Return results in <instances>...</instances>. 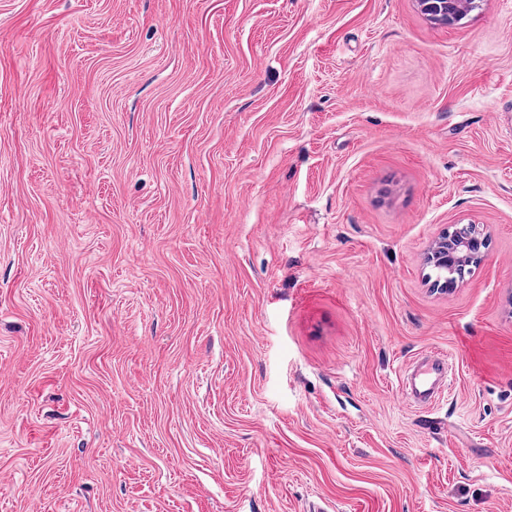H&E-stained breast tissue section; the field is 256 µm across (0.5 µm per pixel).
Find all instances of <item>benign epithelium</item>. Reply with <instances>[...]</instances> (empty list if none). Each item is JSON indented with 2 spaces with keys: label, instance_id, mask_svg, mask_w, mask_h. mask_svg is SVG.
<instances>
[{
  "label": "benign epithelium",
  "instance_id": "7a95c632",
  "mask_svg": "<svg viewBox=\"0 0 512 512\" xmlns=\"http://www.w3.org/2000/svg\"><path fill=\"white\" fill-rule=\"evenodd\" d=\"M417 9L431 21L452 26L459 23L470 12L479 7L480 0H415ZM487 239L473 224H455L443 234L427 254V262L451 261L453 269L448 279L436 281L448 287L464 277L466 266L483 257Z\"/></svg>",
  "mask_w": 512,
  "mask_h": 512
}]
</instances>
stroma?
Returning a JSON list of instances; mask_svg holds the SVG:
<instances>
[{
  "label": "stroma",
  "instance_id": "1",
  "mask_svg": "<svg viewBox=\"0 0 512 512\" xmlns=\"http://www.w3.org/2000/svg\"><path fill=\"white\" fill-rule=\"evenodd\" d=\"M315 503L512 512V0H0V512ZM417 9L431 21L452 26L479 7V0H415ZM433 244L427 254V262L452 261L453 269L448 279H435L438 286L448 288L463 279L464 268L483 257L487 239L473 224H455ZM428 363L416 366L410 383L411 392L423 399V408L429 411L438 403L439 394L436 391V382L445 381L448 371V355L440 352H431L426 355Z\"/></svg>",
  "mask_w": 512,
  "mask_h": 512
}]
</instances>
